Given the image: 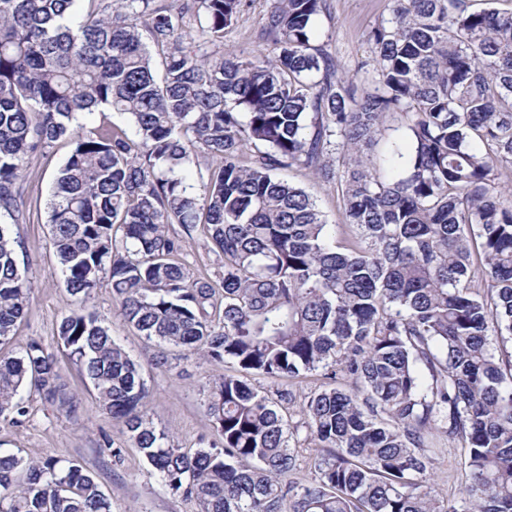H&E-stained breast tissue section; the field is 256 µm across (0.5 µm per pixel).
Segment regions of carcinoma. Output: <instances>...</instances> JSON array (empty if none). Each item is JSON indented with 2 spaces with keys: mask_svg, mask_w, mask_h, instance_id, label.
I'll list each match as a JSON object with an SVG mask.
<instances>
[{
  "mask_svg": "<svg viewBox=\"0 0 512 512\" xmlns=\"http://www.w3.org/2000/svg\"><path fill=\"white\" fill-rule=\"evenodd\" d=\"M76 2L0 0V218L27 221L29 158L66 141L47 224L81 309L58 343L162 485L196 512H512V359L492 340H512V10L391 0L350 77L318 40L328 0H270L266 51L221 56L250 0H90L79 19ZM106 109L135 137L73 125ZM399 115L406 147L377 150ZM293 167L337 184L346 245ZM200 224L216 282L183 260ZM17 244L0 225V345L33 291ZM103 281L156 365L168 348L224 363L221 443L156 427L141 366L86 310ZM313 372L299 479L298 426L250 376ZM26 388L78 417L37 339L0 351L1 420L27 414ZM437 438L468 449L459 507L431 485ZM0 512L112 502L74 459L0 455Z\"/></svg>",
  "mask_w": 512,
  "mask_h": 512,
  "instance_id": "carcinoma-1",
  "label": "carcinoma"
}]
</instances>
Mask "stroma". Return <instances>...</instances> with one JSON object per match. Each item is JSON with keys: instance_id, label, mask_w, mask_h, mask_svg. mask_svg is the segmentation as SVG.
Masks as SVG:
<instances>
[{"instance_id": "obj_1", "label": "stroma", "mask_w": 512, "mask_h": 512, "mask_svg": "<svg viewBox=\"0 0 512 512\" xmlns=\"http://www.w3.org/2000/svg\"><path fill=\"white\" fill-rule=\"evenodd\" d=\"M328 5V13L317 23L320 41L342 71L354 73L370 54L366 40L368 29L388 17L391 2L328 0ZM267 8L266 0H253L238 23L225 31L224 42L214 46V53L265 49L263 25ZM68 151L66 142L60 141L46 155H35L29 160L24 204L30 211V220L11 225L10 232L19 242L20 270L33 281L35 289L28 311L16 325L5 349L15 353L30 340L37 339L58 352L60 382L67 395L78 401L79 416L66 417L37 392L25 391L26 416L15 423L0 421V453L27 458L51 454L79 460L111 499L112 512H195L193 503L162 487L139 449L129 442L123 426L98 408L72 360L58 351L59 324L77 310L78 303L64 287L49 246L45 207L53 176ZM283 176L314 195L328 223H342V201L334 187L315 182L304 170H287ZM87 308L111 326L118 342L141 365L155 425L166 429L175 445L186 450L217 440L205 401L213 383L224 375L223 364L196 353L173 349L167 353V366L156 367L157 345L122 321L110 289H98ZM321 382L318 375L292 381H275L261 375L251 378L253 387L275 398L280 412L293 423L301 419L299 410L304 398ZM434 445L438 449L434 490L438 497L458 501L466 451L443 439L435 440ZM115 448L120 449V456H112Z\"/></svg>"}]
</instances>
